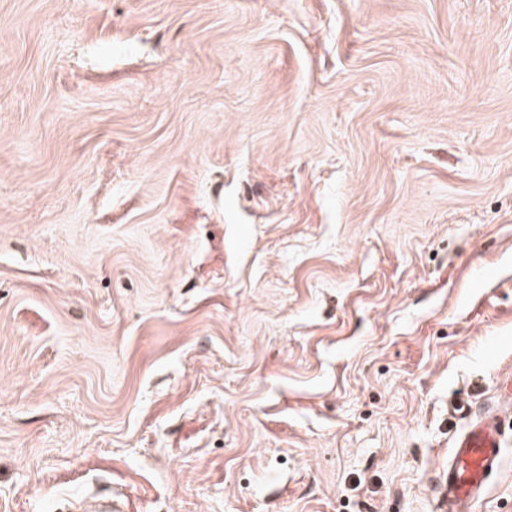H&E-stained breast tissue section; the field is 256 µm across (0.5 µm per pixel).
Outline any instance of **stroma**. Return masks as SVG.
I'll return each mask as SVG.
<instances>
[{
  "label": "stroma",
  "instance_id": "obj_1",
  "mask_svg": "<svg viewBox=\"0 0 512 512\" xmlns=\"http://www.w3.org/2000/svg\"><path fill=\"white\" fill-rule=\"evenodd\" d=\"M511 370L512 0H0V512H436Z\"/></svg>",
  "mask_w": 512,
  "mask_h": 512
}]
</instances>
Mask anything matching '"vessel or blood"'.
I'll return each mask as SVG.
<instances>
[{"label":"vessel or blood","mask_w":512,"mask_h":512,"mask_svg":"<svg viewBox=\"0 0 512 512\" xmlns=\"http://www.w3.org/2000/svg\"><path fill=\"white\" fill-rule=\"evenodd\" d=\"M512 423V374L506 375L496 405L468 417L448 453V467L437 487L439 512H472L489 482L498 474Z\"/></svg>","instance_id":"1"}]
</instances>
